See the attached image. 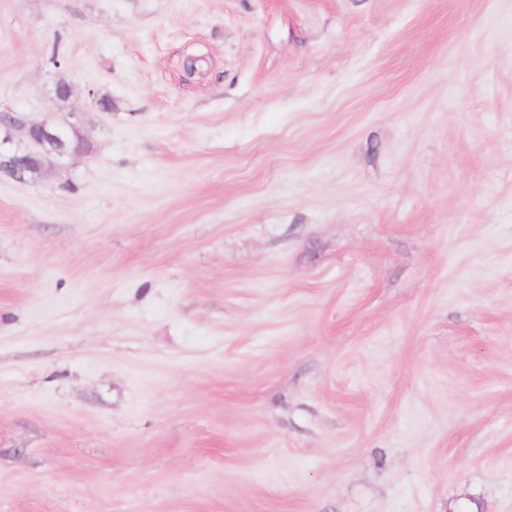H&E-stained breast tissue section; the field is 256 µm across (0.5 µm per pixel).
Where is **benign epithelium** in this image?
I'll return each mask as SVG.
<instances>
[{
    "label": "benign epithelium",
    "mask_w": 512,
    "mask_h": 512,
    "mask_svg": "<svg viewBox=\"0 0 512 512\" xmlns=\"http://www.w3.org/2000/svg\"><path fill=\"white\" fill-rule=\"evenodd\" d=\"M0 128L4 129V136L0 138V174L5 173L19 182L25 181L23 166L27 161L36 162L37 170L41 172L52 165L54 160L62 159L71 153H78L83 149V140H77L74 145L65 143L56 138L53 134L54 127L48 123H27L12 112L0 114ZM13 128L25 129L27 137L34 144V149L28 151L11 149L9 130Z\"/></svg>",
    "instance_id": "7a95c632"
}]
</instances>
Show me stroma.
<instances>
[{
	"instance_id": "stroma-1",
	"label": "stroma",
	"mask_w": 512,
	"mask_h": 512,
	"mask_svg": "<svg viewBox=\"0 0 512 512\" xmlns=\"http://www.w3.org/2000/svg\"><path fill=\"white\" fill-rule=\"evenodd\" d=\"M0 111V512H512V0H0ZM4 128V136L0 140V174L5 173L19 182H26L23 176V166L28 160L37 163V170L41 173L54 160L62 159L71 153H78L83 149V140L78 137L76 144L65 143L52 133L56 127L46 122L27 123L15 113L3 112L0 115V130ZM23 128L27 137L34 144V150L20 151L9 147L11 144L10 129ZM46 143H51L48 148ZM72 147V148H71Z\"/></svg>"
}]
</instances>
